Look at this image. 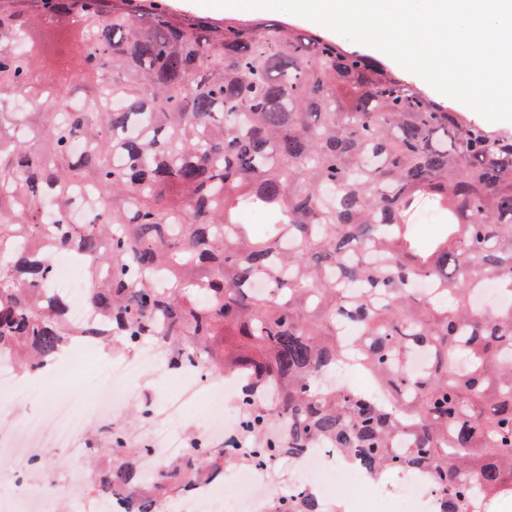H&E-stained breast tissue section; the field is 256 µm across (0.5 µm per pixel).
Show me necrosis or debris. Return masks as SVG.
I'll return each mask as SVG.
<instances>
[{
	"label": "necrosis or debris",
	"mask_w": 512,
	"mask_h": 512,
	"mask_svg": "<svg viewBox=\"0 0 512 512\" xmlns=\"http://www.w3.org/2000/svg\"><path fill=\"white\" fill-rule=\"evenodd\" d=\"M55 275L53 295L69 302V318L73 323L98 321L99 316L86 301L89 286L80 269L68 254L53 260ZM80 344L45 367L22 378L10 355L0 356V394L16 401L42 406L40 416L27 415L0 428V439L16 441L17 446L5 474L18 488L29 487L41 473L38 465L41 452L55 448L64 458L78 484L67 485L65 495L70 502L86 504L90 499V479L83 472L82 458L86 451L84 437L92 415L112 411L122 406L131 387V379L144 365H151L158 378L169 382L163 399L150 411L145 449L138 459L142 477H154L173 462L193 452L195 444L215 442L219 438H234L238 427L234 423H208L195 439H188L177 427L187 407L207 397L222 402L237 387L236 382L213 379L197 366L174 369L167 365L166 354L154 346L142 347L136 360L105 364L108 380L92 396L84 394V379L79 366L95 370L96 365ZM299 468L307 479L303 490L314 493L326 512H335L340 487L348 489V504L352 512H436L438 494L431 483L420 476L401 472L397 484L387 491L369 478L367 472L336 448H316L303 455ZM277 489V463L252 464L242 459L225 465L222 475L198 478L188 494L178 497L179 512H211L219 496L229 504L242 505L244 512H273Z\"/></svg>",
	"instance_id": "necrosis-or-debris-1"
}]
</instances>
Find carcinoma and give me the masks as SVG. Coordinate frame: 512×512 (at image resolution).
Instances as JSON below:
<instances>
[{"instance_id":"obj_1","label":"carcinoma","mask_w":512,"mask_h":512,"mask_svg":"<svg viewBox=\"0 0 512 512\" xmlns=\"http://www.w3.org/2000/svg\"><path fill=\"white\" fill-rule=\"evenodd\" d=\"M77 16L78 68L59 83L33 24ZM78 194L94 196L84 224ZM424 203L444 216L428 240L412 226ZM63 251L101 323H71L50 295ZM489 285L506 301L480 308ZM114 336L165 345L175 368L248 373L239 430L261 462L328 444L372 474L428 477L441 512L512 502V132L279 20L0 0V353L33 369ZM350 363L377 392L329 380ZM112 445L86 459H110L92 495L129 487L140 512L232 454L205 445L144 484L139 449ZM273 512L324 508L297 493Z\"/></svg>"}]
</instances>
